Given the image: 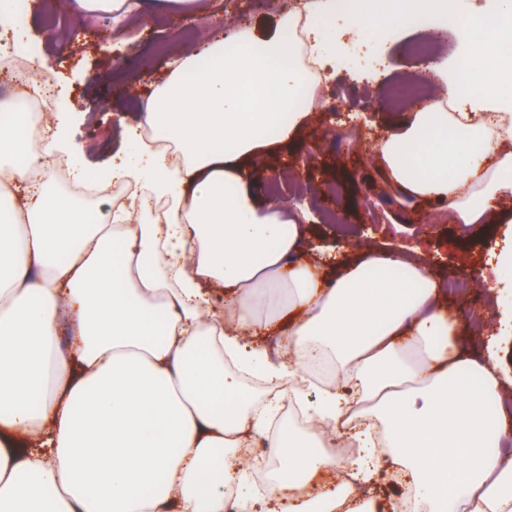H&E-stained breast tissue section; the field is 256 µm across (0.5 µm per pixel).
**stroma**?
Segmentation results:
<instances>
[{"label":"stroma","mask_w":512,"mask_h":512,"mask_svg":"<svg viewBox=\"0 0 512 512\" xmlns=\"http://www.w3.org/2000/svg\"><path fill=\"white\" fill-rule=\"evenodd\" d=\"M54 13L61 19L51 35L45 23ZM282 16L281 8L260 9L254 0H227L221 14L211 13L210 0H196L189 11L149 6L99 15L94 20L110 32L112 48L86 55L78 63L73 55L89 17L75 0H32L20 27L26 40L38 47L41 69L58 74L63 96L49 109L69 112L70 135L76 144L72 161L92 176L126 149L117 119L125 118L132 125L142 122L147 92L165 81L175 60L230 36L239 21L265 35L277 28ZM189 17L196 20L194 33L172 37V30ZM412 38L408 31L402 43H385L383 64L377 67L371 61L374 35L349 27L345 39L352 48V63L337 68L323 85L328 109L313 112L288 144H275L266 151L255 201L261 208L270 205L269 184L274 181L281 199L305 211L304 257L317 256L322 246L343 236L352 243L344 251L348 258L359 247H414L418 260L444 280L458 266L485 264L484 243L512 233V200L500 203L498 224H454L444 218L443 206L396 194L378 163L375 142L406 113L393 105L387 89L408 72L405 43ZM119 55L141 58L144 65L138 70L115 69L113 59ZM440 303L450 316L473 323V330L460 336L459 345L469 357H479L489 334L499 329L494 290L479 284L442 296Z\"/></svg>","instance_id":"35a3bbf8"}]
</instances>
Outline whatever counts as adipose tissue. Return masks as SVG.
<instances>
[{
    "label": "adipose tissue",
    "mask_w": 512,
    "mask_h": 512,
    "mask_svg": "<svg viewBox=\"0 0 512 512\" xmlns=\"http://www.w3.org/2000/svg\"><path fill=\"white\" fill-rule=\"evenodd\" d=\"M462 37L467 68L440 71L443 97L414 104L375 153L408 195L485 224L512 196V85L488 76L505 48ZM346 49L338 25L302 50L242 28L177 63L104 175L137 194L93 218L79 170L68 200L54 189L63 128L42 127L45 152L28 160L15 125L0 123V188L28 191L22 206L0 196L16 216L0 225V512H226L225 485L252 503L247 463L273 455L304 485L270 490L289 512H400V496L360 490L393 470L416 490L412 512H512L501 405L512 307L484 361L469 360L456 344L466 323L441 309L443 284L417 259L368 249L329 278L300 255L298 214L254 202L266 148L309 116L301 88ZM271 327L282 355L251 342ZM314 350L335 383L312 402ZM247 372L280 397L247 402ZM284 396L308 436L273 430ZM352 413L354 454L326 458ZM332 468L353 480L321 493Z\"/></svg>",
    "instance_id": "obj_1"
}]
</instances>
